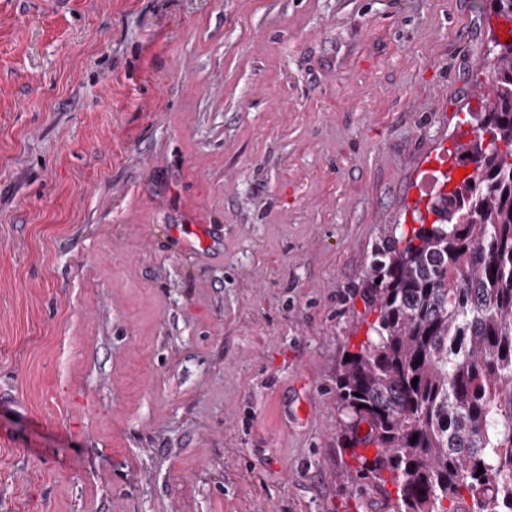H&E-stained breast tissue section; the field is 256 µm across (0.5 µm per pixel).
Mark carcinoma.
I'll use <instances>...</instances> for the list:
<instances>
[{"instance_id":"obj_1","label":"carcinoma","mask_w":512,"mask_h":512,"mask_svg":"<svg viewBox=\"0 0 512 512\" xmlns=\"http://www.w3.org/2000/svg\"><path fill=\"white\" fill-rule=\"evenodd\" d=\"M488 83L456 147L472 172L373 254L376 319L336 375L348 445L374 446L357 473L396 485L394 512H512V40Z\"/></svg>"}]
</instances>
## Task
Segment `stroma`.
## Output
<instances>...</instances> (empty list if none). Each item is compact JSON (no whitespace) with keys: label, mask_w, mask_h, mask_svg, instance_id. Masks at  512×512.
Listing matches in <instances>:
<instances>
[{"label":"stroma","mask_w":512,"mask_h":512,"mask_svg":"<svg viewBox=\"0 0 512 512\" xmlns=\"http://www.w3.org/2000/svg\"><path fill=\"white\" fill-rule=\"evenodd\" d=\"M496 30L491 0H0V512H393L336 374Z\"/></svg>","instance_id":"35a3bbf8"}]
</instances>
